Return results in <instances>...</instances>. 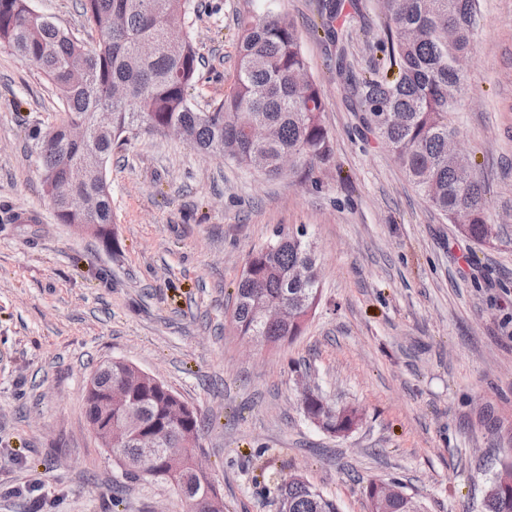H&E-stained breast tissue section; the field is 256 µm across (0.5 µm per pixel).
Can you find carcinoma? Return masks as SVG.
<instances>
[{
    "mask_svg": "<svg viewBox=\"0 0 512 512\" xmlns=\"http://www.w3.org/2000/svg\"><path fill=\"white\" fill-rule=\"evenodd\" d=\"M383 57L364 77L354 74L345 42L363 20L359 0H328L326 35L336 47V75L361 127L392 154L422 199L461 237L479 245L494 241L497 226L488 219L486 186L472 167L448 157V137L457 134L454 112L465 71L454 59L471 53L480 21L479 0H378ZM191 0H83V15L98 35L93 49L29 0H0V47L33 62L47 77L63 117L35 134L41 182L59 224H93L103 247L112 246V192L107 167L112 149L141 132L181 130L182 140L199 154L230 160L269 179L310 169L331 158L332 135L322 123L323 93L308 74L300 36L286 14L245 16L239 21L238 64L232 92L201 109L190 93L200 80L199 58L191 42ZM107 110L112 123L95 124ZM88 125L92 134L76 141L69 129ZM87 195L97 208L71 207ZM317 258L304 231L281 229L253 250L238 283L230 322L240 336H259L276 345L301 333L321 295ZM288 302L293 318L269 324L262 305ZM142 415V430L159 447L183 444L196 451L203 420L197 409L174 415L182 399L156 378L130 365L101 366L87 388L86 414L100 430L109 424L103 401L108 389ZM304 416L323 430L342 434L357 423L353 407L338 409L319 391L302 396ZM109 450L113 461L130 468L129 478L171 485L185 498V512H208L202 503L210 484L188 465L166 456L152 463L140 458L134 437L123 435ZM288 497L290 512H339L336 500L301 476L275 486ZM366 491L375 512H420L415 499L388 501L370 483ZM485 512H512V448L504 449L499 470L487 487Z\"/></svg>",
    "mask_w": 512,
    "mask_h": 512,
    "instance_id": "cac0c4a2",
    "label": "carcinoma"
}]
</instances>
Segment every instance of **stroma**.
I'll return each mask as SVG.
<instances>
[{"mask_svg":"<svg viewBox=\"0 0 512 512\" xmlns=\"http://www.w3.org/2000/svg\"><path fill=\"white\" fill-rule=\"evenodd\" d=\"M204 61L199 107L235 83L238 20L288 13L322 89L330 160L270 181L204 158L173 136L115 148L111 249L57 223L34 131L61 117L42 71L0 48V512H182L165 484L132 480L85 414L103 362L153 375L204 419L199 456L225 512H277L293 475L370 512L369 482L397 481L427 512H484V489L512 446V0H480L455 126L489 189L498 239L456 236L391 154L363 134L333 69L318 0H193ZM368 35L348 45L356 75L374 69ZM86 45L98 36L79 0H30ZM37 216L12 223L18 212ZM279 228L306 230L321 300L275 349L234 335L226 315L249 254ZM363 419L348 433L307 420L304 385Z\"/></svg>","mask_w":512,"mask_h":512,"instance_id":"stroma-1","label":"stroma"}]
</instances>
